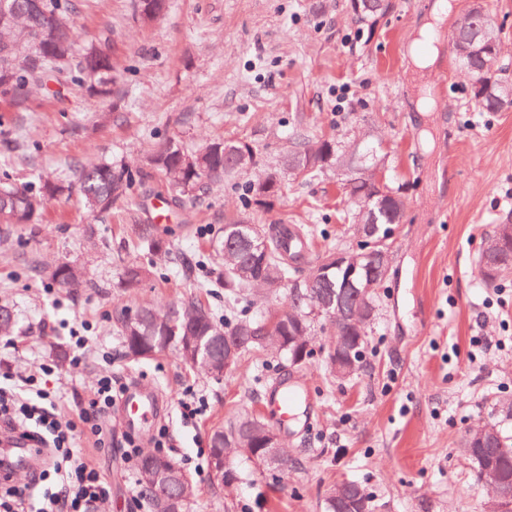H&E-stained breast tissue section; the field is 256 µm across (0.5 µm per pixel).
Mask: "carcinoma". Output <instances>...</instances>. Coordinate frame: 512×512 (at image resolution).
<instances>
[{
  "instance_id": "carcinoma-1",
  "label": "carcinoma",
  "mask_w": 512,
  "mask_h": 512,
  "mask_svg": "<svg viewBox=\"0 0 512 512\" xmlns=\"http://www.w3.org/2000/svg\"><path fill=\"white\" fill-rule=\"evenodd\" d=\"M388 8L385 0H358L355 11L370 16ZM77 0H0V98L21 105L29 97L33 85L53 82L59 86L83 89L89 99L104 102L112 96L116 76L110 56L102 44L84 49L76 46L72 20L78 12ZM450 38L455 45L471 96L484 112H498L512 106V82L502 77V47L498 29L483 4H475ZM259 145L245 140L214 141L194 151H188L170 138L159 140L135 168L124 165L96 164L83 169L77 179L76 190L84 205L96 213H106L119 201L131 197L134 185L155 174H162L168 190L176 200L190 198L205 181L229 183L241 176L244 167L240 156L255 162ZM348 171L340 178L339 189L344 199L340 219L355 226L360 240L356 246L325 250L316 257V263L338 251H356L363 255L364 275L374 284L367 296V305L377 309V290L386 279L387 271L374 258V253L391 247L393 225L402 223L406 198L401 189L389 180L379 183L364 176L371 165L364 150L354 147V138L344 140L311 139L304 134L287 154L270 167L272 174H284L294 165L302 179L316 180L334 166ZM70 186L53 180L18 183L6 165L0 166V224H33L44 206L53 198L62 196ZM232 226L241 231L235 238L224 236L217 244L224 262V319L194 297L157 310L143 307L131 313L122 310L115 314V324L123 336L125 355L139 349L150 358L169 349L175 350L182 361L194 368L201 367L184 345L187 336H204L208 342V362L224 360L228 344L240 346L239 355L255 353L271 345L280 351L289 366L302 364L292 360L298 350L304 359L312 355L310 336L317 323H328L333 336H353L348 341L347 355L353 371L362 367L367 338L357 331L333 322L328 312L336 309L351 311L361 299L358 289L343 286V272L333 269L321 278L303 275L301 264L309 256L301 250L302 242L312 238L310 225H294V243L282 236V230L271 225L258 227L239 219ZM251 267V280L234 277V267ZM512 273V244L506 245L493 260V274L481 276L485 287H495L501 278ZM150 270L141 264L124 267L121 284L136 288L147 279ZM54 281L67 286L82 283L81 271L62 263L51 270ZM274 294L288 289L290 310H275L266 315L249 313L248 288L252 281ZM489 423L497 428L499 437L488 448H478L480 461L474 462L477 476H482V464L498 470L502 476L504 494L512 495V454L503 455L499 446L512 448V437L498 427L496 419ZM266 423L259 417L243 414L224 428V436L236 437L239 445L249 448L255 456L261 449L252 447L256 434L265 430ZM148 512H155L157 502L170 503L177 512H185L193 491L173 478H160L146 483ZM359 499L375 509L373 496L355 482L336 484L326 498V512H349Z\"/></svg>"
}]
</instances>
